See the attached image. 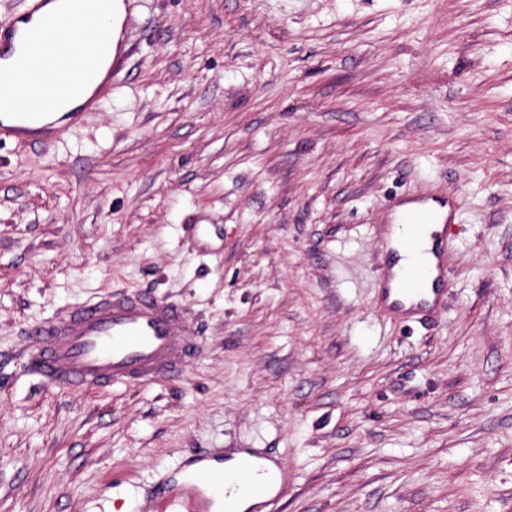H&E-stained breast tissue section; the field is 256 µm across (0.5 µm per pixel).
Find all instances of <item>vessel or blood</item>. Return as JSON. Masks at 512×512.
Returning a JSON list of instances; mask_svg holds the SVG:
<instances>
[{"mask_svg": "<svg viewBox=\"0 0 512 512\" xmlns=\"http://www.w3.org/2000/svg\"><path fill=\"white\" fill-rule=\"evenodd\" d=\"M44 0H33L26 13L23 34L0 30V50L22 37L24 50L8 72H0V141L26 138L35 143L60 141L66 127L82 122L80 112L55 115L60 80L76 88L92 78L100 61L116 72L120 58L111 42L99 34V16L77 18L73 26L87 44L83 54L72 49L68 31L59 27L61 13L43 12ZM104 78L87 103L95 110L99 101L112 95V80ZM400 244L410 254L423 251L415 228L420 224H453V216H442L424 206L403 212ZM445 263L436 268L422 267L395 283L396 294L409 301L411 310H438L444 307ZM31 343L25 353L24 370L45 388L85 391L96 388L138 384L147 385L176 376L198 356L194 328L185 308L157 296L148 289L113 292L82 301L64 314L33 325ZM278 457L256 451L234 469L210 466L202 470L195 484L170 491L159 486L157 497L180 504L183 512H208L214 500L256 491L264 478L282 472Z\"/></svg>", "mask_w": 512, "mask_h": 512, "instance_id": "1", "label": "vessel or blood"}]
</instances>
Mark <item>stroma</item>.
<instances>
[{
  "label": "stroma",
  "instance_id": "1",
  "mask_svg": "<svg viewBox=\"0 0 512 512\" xmlns=\"http://www.w3.org/2000/svg\"><path fill=\"white\" fill-rule=\"evenodd\" d=\"M112 100L0 144V512H112L269 448L277 512H512V0H124ZM453 193L448 301L382 303L386 202ZM184 304L174 379L35 386L26 328Z\"/></svg>",
  "mask_w": 512,
  "mask_h": 512
}]
</instances>
